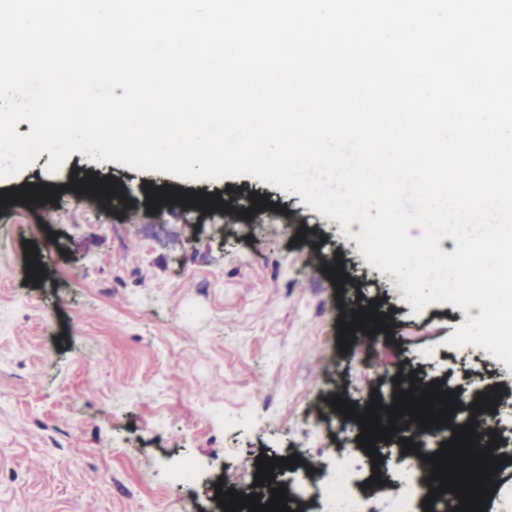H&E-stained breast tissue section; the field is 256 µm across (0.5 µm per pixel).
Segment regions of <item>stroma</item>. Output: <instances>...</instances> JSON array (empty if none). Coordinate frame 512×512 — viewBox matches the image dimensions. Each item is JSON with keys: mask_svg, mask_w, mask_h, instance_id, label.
Masks as SVG:
<instances>
[{"mask_svg": "<svg viewBox=\"0 0 512 512\" xmlns=\"http://www.w3.org/2000/svg\"><path fill=\"white\" fill-rule=\"evenodd\" d=\"M0 181L38 185L43 204L0 206V512H211L214 491L253 488L256 459L302 451L333 469L321 417L332 392L362 404L387 396L398 360L476 395L497 386L491 419L509 462L488 503H512V369L446 343L463 309L414 314L396 275L369 264L338 220L249 175L190 180L71 153ZM90 178L102 197L74 191ZM217 195L228 211L164 204L150 190ZM269 205L251 213L252 196ZM250 218H242V211ZM43 275L30 282L26 244ZM342 265V288L326 271ZM377 301L391 327L378 366L340 352L338 322ZM434 347V363L416 362ZM196 478L179 484L185 461Z\"/></svg>", "mask_w": 512, "mask_h": 512, "instance_id": "obj_1", "label": "stroma"}]
</instances>
